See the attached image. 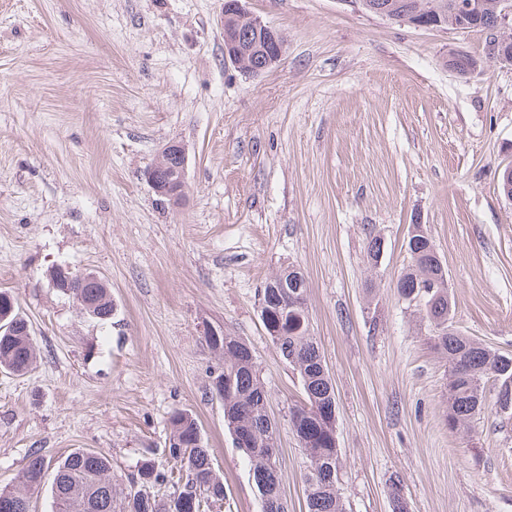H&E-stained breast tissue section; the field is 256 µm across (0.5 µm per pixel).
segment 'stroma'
I'll return each instance as SVG.
<instances>
[{"mask_svg": "<svg viewBox=\"0 0 512 512\" xmlns=\"http://www.w3.org/2000/svg\"><path fill=\"white\" fill-rule=\"evenodd\" d=\"M279 30L262 74L224 60V0H0V291L30 323L37 362L0 371V488L28 456L105 453L126 483L191 411L224 478L212 512H261L209 390L223 329L251 347L278 421L290 512L306 459L288 427L303 399L260 316L288 266L336 394L347 512H512V418L450 432L447 368L395 284L425 225L448 272L452 324L512 354V65L462 75L474 29H425L355 0H245ZM169 142L188 158L181 206L145 172ZM382 241L368 260V236ZM98 274L115 305L80 317L50 273Z\"/></svg>", "mask_w": 512, "mask_h": 512, "instance_id": "1", "label": "stroma"}]
</instances>
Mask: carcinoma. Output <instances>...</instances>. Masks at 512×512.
Here are the masks:
<instances>
[{
	"mask_svg": "<svg viewBox=\"0 0 512 512\" xmlns=\"http://www.w3.org/2000/svg\"><path fill=\"white\" fill-rule=\"evenodd\" d=\"M388 1L395 5L392 16L412 15L418 0H363L362 8ZM474 13L459 17L448 13L451 29L490 30V0H480ZM410 266L396 284L398 296L405 302L418 297L425 318L432 325L430 347L448 365V412L445 424L451 432L471 423L486 407V384L495 388L512 384V355L490 350L479 341L465 336L448 325L452 302L448 295V273L437 256L430 236L419 234L407 239ZM61 292L72 299L79 313L91 320L114 311L108 288L100 278L93 283L74 281ZM307 285L303 273L294 269V278L285 287L266 284L261 298V318L281 357L299 375L304 399L288 410V427L298 438L307 460L303 474L306 512H346L339 491L340 448L335 423L328 421L332 401L336 400L333 383L316 336L311 331L309 316L294 308L306 302ZM0 317L10 325L11 335L0 333V368L14 375H25L33 369L36 352L28 336L27 319L15 306L13 298L0 292ZM207 345L224 355V367L210 376L209 386H224V426L231 434L240 429L252 430L251 444L241 448L249 463V471H258L269 460V450L276 445L278 427L267 412V392L249 346L228 332L210 331ZM167 467L152 459L143 460L136 472L127 477V486L110 483L112 465L102 452L75 450L52 463L40 451L30 453L20 472L18 484L0 489L4 494L29 495L40 491L48 470H53L50 485L52 512H93L90 498L101 488L110 492L112 502L120 508L112 512H182V503L193 504L188 512H206V508L224 500V482L213 466L197 418L177 409L169 418ZM261 512H289L282 495L280 469L266 470L259 481H253ZM168 485L171 491L160 497L151 492L156 486ZM388 494L392 512H408L401 495L400 481H390Z\"/></svg>",
	"mask_w": 512,
	"mask_h": 512,
	"instance_id": "cac0c4a2",
	"label": "carcinoma"
}]
</instances>
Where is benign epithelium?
Listing matches in <instances>:
<instances>
[{
	"label": "benign epithelium",
	"instance_id": "obj_1",
	"mask_svg": "<svg viewBox=\"0 0 512 512\" xmlns=\"http://www.w3.org/2000/svg\"><path fill=\"white\" fill-rule=\"evenodd\" d=\"M434 0L419 2L417 19L411 25L433 29L441 26L432 15L437 13ZM495 25L491 29L496 40L512 26V3L501 0L495 10ZM224 59L234 67L251 75H259L279 62L284 54L285 40L276 29L251 15L242 0H229L224 6ZM187 155L182 145L171 142L164 145L155 163L147 171L151 188L173 204L180 203L186 193ZM30 503L24 497L0 498V512H29Z\"/></svg>",
	"mask_w": 512,
	"mask_h": 512
}]
</instances>
